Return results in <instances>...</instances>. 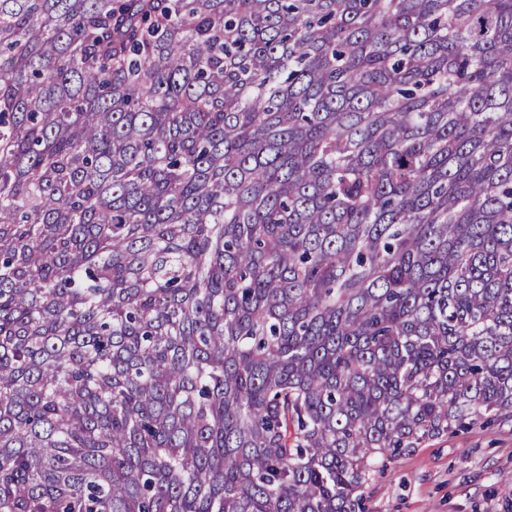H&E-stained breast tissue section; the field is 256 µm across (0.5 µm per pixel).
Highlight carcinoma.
I'll list each match as a JSON object with an SVG mask.
<instances>
[{"label": "carcinoma", "instance_id": "cac0c4a2", "mask_svg": "<svg viewBox=\"0 0 512 512\" xmlns=\"http://www.w3.org/2000/svg\"><path fill=\"white\" fill-rule=\"evenodd\" d=\"M512 426V0H0V512H370Z\"/></svg>", "mask_w": 512, "mask_h": 512}]
</instances>
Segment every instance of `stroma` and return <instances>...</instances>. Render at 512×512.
<instances>
[{
    "label": "stroma",
    "mask_w": 512,
    "mask_h": 512,
    "mask_svg": "<svg viewBox=\"0 0 512 512\" xmlns=\"http://www.w3.org/2000/svg\"><path fill=\"white\" fill-rule=\"evenodd\" d=\"M512 429L471 430L428 441L366 489L372 512H512Z\"/></svg>",
    "instance_id": "stroma-1"
}]
</instances>
